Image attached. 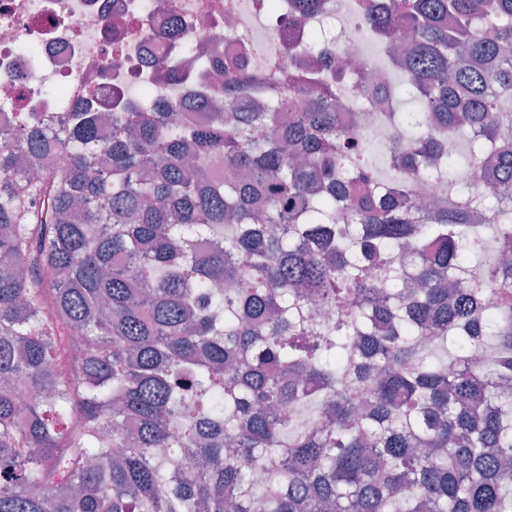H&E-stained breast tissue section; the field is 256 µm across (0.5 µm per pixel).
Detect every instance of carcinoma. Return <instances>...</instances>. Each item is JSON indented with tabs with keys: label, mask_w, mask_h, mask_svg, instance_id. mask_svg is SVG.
I'll return each mask as SVG.
<instances>
[{
	"label": "carcinoma",
	"mask_w": 512,
	"mask_h": 512,
	"mask_svg": "<svg viewBox=\"0 0 512 512\" xmlns=\"http://www.w3.org/2000/svg\"><path fill=\"white\" fill-rule=\"evenodd\" d=\"M355 8L391 175L342 126L370 73L323 78L329 0L202 112L0 129V512H512V0Z\"/></svg>",
	"instance_id": "obj_1"
}]
</instances>
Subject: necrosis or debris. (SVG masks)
<instances>
[{
  "mask_svg": "<svg viewBox=\"0 0 512 512\" xmlns=\"http://www.w3.org/2000/svg\"><path fill=\"white\" fill-rule=\"evenodd\" d=\"M341 21L325 44L333 58L367 62L364 19L332 0ZM288 14L263 0H0V126L18 112H70L87 103L122 111L132 86L172 101L182 86L154 83L157 65L182 68L189 46L200 64L248 63L264 71L283 49Z\"/></svg>",
  "mask_w": 512,
  "mask_h": 512,
  "instance_id": "obj_1",
  "label": "necrosis or debris"
}]
</instances>
